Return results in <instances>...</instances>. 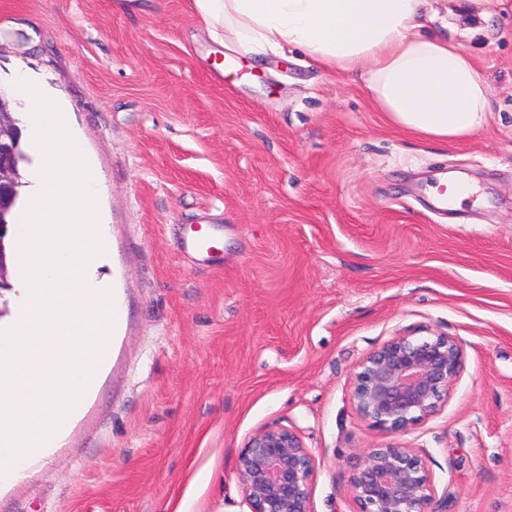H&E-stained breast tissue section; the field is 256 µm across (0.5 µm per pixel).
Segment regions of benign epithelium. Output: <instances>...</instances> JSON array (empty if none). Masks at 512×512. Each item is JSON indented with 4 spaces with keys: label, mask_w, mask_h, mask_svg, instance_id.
I'll return each mask as SVG.
<instances>
[{
    "label": "benign epithelium",
    "mask_w": 512,
    "mask_h": 512,
    "mask_svg": "<svg viewBox=\"0 0 512 512\" xmlns=\"http://www.w3.org/2000/svg\"><path fill=\"white\" fill-rule=\"evenodd\" d=\"M12 110L0 92V190L15 182L16 144ZM0 222V286L9 285L5 240ZM464 352L451 336H394L368 353L353 377L357 414L391 434H405L448 403L463 366ZM316 462L293 430L265 428L241 451L237 479L250 512H313ZM358 512H440L438 493L424 457L391 444L359 455L347 476Z\"/></svg>",
    "instance_id": "obj_1"
}]
</instances>
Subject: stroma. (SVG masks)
<instances>
[{"mask_svg": "<svg viewBox=\"0 0 512 512\" xmlns=\"http://www.w3.org/2000/svg\"><path fill=\"white\" fill-rule=\"evenodd\" d=\"M428 28L490 90L448 145L390 127L359 74L226 53L192 0H0V74L65 102L123 303L98 390L0 512H248L238 456L270 427L312 452L313 512H356L350 462L390 444L425 457L441 512H512V0ZM448 175L481 201L437 208ZM203 228L215 248H186ZM431 332L464 351L447 405L372 428L360 362Z\"/></svg>", "mask_w": 512, "mask_h": 512, "instance_id": "obj_1", "label": "stroma"}]
</instances>
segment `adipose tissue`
Returning <instances> with one entry per match:
<instances>
[{"label":"adipose tissue","instance_id":"adipose-tissue-1","mask_svg":"<svg viewBox=\"0 0 512 512\" xmlns=\"http://www.w3.org/2000/svg\"><path fill=\"white\" fill-rule=\"evenodd\" d=\"M209 37L263 59L303 52L360 72L375 108L400 129L443 143L477 133L489 89L458 44L426 30L429 0H193Z\"/></svg>","mask_w":512,"mask_h":512}]
</instances>
